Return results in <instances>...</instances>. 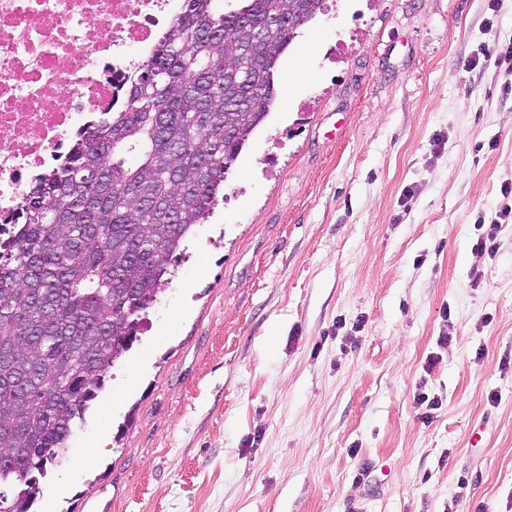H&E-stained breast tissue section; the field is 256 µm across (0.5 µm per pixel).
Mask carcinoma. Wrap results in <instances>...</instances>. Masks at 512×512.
<instances>
[{
  "label": "carcinoma",
  "mask_w": 512,
  "mask_h": 512,
  "mask_svg": "<svg viewBox=\"0 0 512 512\" xmlns=\"http://www.w3.org/2000/svg\"><path fill=\"white\" fill-rule=\"evenodd\" d=\"M325 0H183L119 111L79 133L0 240V485L32 512L75 426L138 341L193 226L265 121L279 57ZM291 23L271 27L274 19ZM267 30L257 72L241 50Z\"/></svg>",
  "instance_id": "1"
}]
</instances>
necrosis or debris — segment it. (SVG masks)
<instances>
[{
  "label": "necrosis or debris",
  "mask_w": 512,
  "mask_h": 512,
  "mask_svg": "<svg viewBox=\"0 0 512 512\" xmlns=\"http://www.w3.org/2000/svg\"><path fill=\"white\" fill-rule=\"evenodd\" d=\"M181 0H0V239L72 137L117 110Z\"/></svg>",
  "instance_id": "necrosis-or-debris-1"
}]
</instances>
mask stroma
Returning <instances> with one entry per match:
<instances>
[{
    "label": "stroma",
    "mask_w": 512,
    "mask_h": 512,
    "mask_svg": "<svg viewBox=\"0 0 512 512\" xmlns=\"http://www.w3.org/2000/svg\"><path fill=\"white\" fill-rule=\"evenodd\" d=\"M512 0H336L132 350L54 512H512ZM438 400L430 411L419 395ZM491 63H493L495 67L507 65V69H512V43H493L488 45L483 53L481 66Z\"/></svg>",
    "instance_id": "stroma-1"
}]
</instances>
